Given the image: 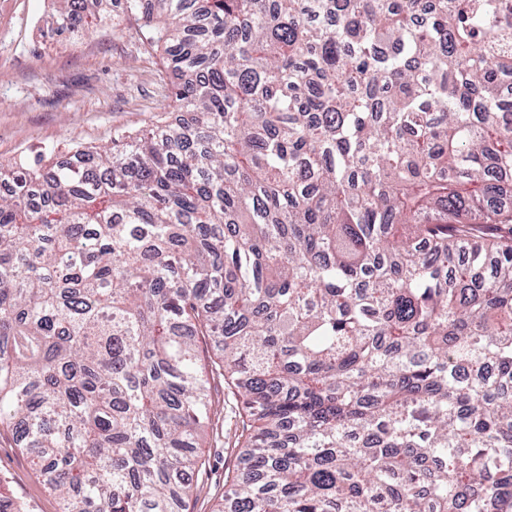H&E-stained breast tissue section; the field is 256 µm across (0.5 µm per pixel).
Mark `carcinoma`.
Returning <instances> with one entry per match:
<instances>
[{"mask_svg": "<svg viewBox=\"0 0 512 512\" xmlns=\"http://www.w3.org/2000/svg\"><path fill=\"white\" fill-rule=\"evenodd\" d=\"M125 12L167 116L0 164V428L60 512H184L209 366L219 512H512V0ZM213 397L224 405L220 420L208 426L202 438L200 451L205 464L193 476L196 488L186 501L185 512H214L224 494V478L235 473L240 466L238 443L241 398L236 390L224 381L223 375L209 373Z\"/></svg>", "mask_w": 512, "mask_h": 512, "instance_id": "carcinoma-1", "label": "carcinoma"}]
</instances>
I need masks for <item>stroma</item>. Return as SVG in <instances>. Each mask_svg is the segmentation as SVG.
Wrapping results in <instances>:
<instances>
[{"label":"stroma","mask_w":512,"mask_h":512,"mask_svg":"<svg viewBox=\"0 0 512 512\" xmlns=\"http://www.w3.org/2000/svg\"><path fill=\"white\" fill-rule=\"evenodd\" d=\"M110 18L90 35L72 39L50 19L51 0H0V163L82 143L112 146L120 130L149 128L169 103L170 77L125 0H111ZM224 410L201 441L204 465L192 480L185 512H215L224 479L240 465L241 400L223 376L210 373ZM0 478L30 512H59L33 456L12 432L0 430Z\"/></svg>","instance_id":"stroma-1"}]
</instances>
